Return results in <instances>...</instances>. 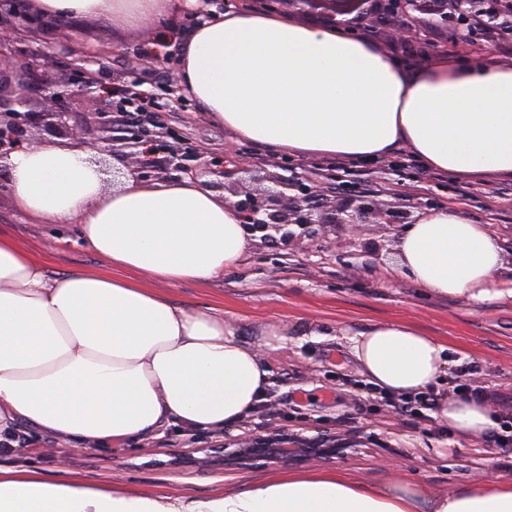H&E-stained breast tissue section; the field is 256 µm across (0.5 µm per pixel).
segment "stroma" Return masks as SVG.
Returning <instances> with one entry per match:
<instances>
[{"mask_svg":"<svg viewBox=\"0 0 512 512\" xmlns=\"http://www.w3.org/2000/svg\"><path fill=\"white\" fill-rule=\"evenodd\" d=\"M191 22L187 12L171 13L160 29L128 32L87 20L68 23V42L47 35L35 43L15 41L14 49L35 46L52 59L46 77L70 80L72 94L66 111L78 113L84 135L97 142L96 114L104 101L115 100L130 84L143 56L159 51L151 82L142 84L146 97H156L168 76L179 71V48ZM357 36L378 45L403 62L427 66L435 53L449 60L503 57L480 36L464 37L461 28L408 43H390L394 22L369 12L348 21ZM466 47H458L460 38ZM104 51L97 66L99 85L81 89V77L67 64V50ZM161 124L175 133L183 148L200 163L223 161L239 154L274 176L281 172L301 177L323 196V206L352 198L386 204L417 218L418 201L457 208L475 224H487L499 236L508 268L501 284L512 283V178L486 177L469 186L467 177L437 174L426 167L406 166V148L356 166L319 172L322 159L285 157L271 147L233 138L210 120L191 97L162 110ZM0 230L17 237L35 252L44 253L49 274L96 269L100 260L69 226L35 224L15 210L8 192H0ZM399 228L367 224H327L318 239L284 250L275 242L252 237L246 255L224 276L205 284L185 283L170 296L186 306L211 305L245 326L268 321L285 324L279 348L267 351L271 373L269 407L265 414L225 426L223 431L184 433L168 427L146 440H132L112 450L91 449L69 457L80 475L106 480L119 477L130 489L151 493L206 496L233 490L269 473L266 465L224 470L210 463L211 449L225 440L255 438L283 428L305 437L340 434L354 451L327 461L330 469L345 471L370 482L396 477L446 493L462 482L476 483L486 473L512 479V443L492 438L464 441L434 415L402 413L389 406L382 392L369 385L353 354V336L367 327L403 321L444 344L453 360L447 376L432 393L452 391L458 379L477 387L488 407L502 414L512 405V294L477 303L465 296L442 297L425 292L396 269Z\"/></svg>","mask_w":512,"mask_h":512,"instance_id":"obj_1","label":"stroma"}]
</instances>
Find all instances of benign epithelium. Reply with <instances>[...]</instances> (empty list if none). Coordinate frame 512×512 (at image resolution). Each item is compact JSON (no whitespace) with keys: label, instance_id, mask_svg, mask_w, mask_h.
<instances>
[{"label":"benign epithelium","instance_id":"obj_1","mask_svg":"<svg viewBox=\"0 0 512 512\" xmlns=\"http://www.w3.org/2000/svg\"><path fill=\"white\" fill-rule=\"evenodd\" d=\"M377 13L398 18L396 33L407 37L421 16H429L428 23L437 33L448 31V0H375ZM265 5L272 12H279L291 5L298 10L314 0H266ZM52 31L58 38H66V29L57 20H49L31 9L17 13L9 21L0 23V160L6 159L14 151L28 143V133L39 126L45 130L68 137L74 144L87 145L80 130L81 124L74 112L61 108L69 95V83L65 81L47 82L41 90L40 110H33L34 83L49 68V60L41 52H31L17 59L10 52V43L27 34ZM126 118L122 105L112 111L98 113L101 132L119 129ZM170 136L167 131L156 132L146 128L130 137L129 144L136 148L134 161L125 168H112V186L122 184V178L134 174L142 182L157 179L161 166L190 174L192 177L209 174L215 180L209 182L212 188L229 191L238 200L231 206L238 213L241 223L250 235L261 234L264 240H271L282 247H290L305 238L319 234L323 224H407L404 213L391 207L356 203L342 199L328 215L317 213L315 198L317 191L297 176H273L271 188L248 187L246 183H259L264 178L248 163H239L232 168L222 163H208L203 168L187 164L189 155L179 149H167L164 162H159L160 148L166 146L163 138ZM295 226L298 231L290 230ZM288 433L273 429L267 435L254 439H233L224 444L217 462L224 469H245L262 461L279 466H290L311 460H327L336 457V449L321 448L326 442L323 437L308 439V448H298L291 454L282 453L283 441Z\"/></svg>","mask_w":512,"mask_h":512}]
</instances>
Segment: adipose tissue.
Segmentation results:
<instances>
[{
  "label": "adipose tissue",
  "instance_id": "obj_1",
  "mask_svg": "<svg viewBox=\"0 0 512 512\" xmlns=\"http://www.w3.org/2000/svg\"><path fill=\"white\" fill-rule=\"evenodd\" d=\"M200 5L34 0L49 18L124 29ZM179 83L215 122L281 151L367 160L403 146L438 171L512 176V67L439 54L412 68L344 28L242 7L193 26ZM92 155L46 142L7 162L14 206L40 224L76 225L101 265L49 276L0 231V442L23 424L85 451L170 425L219 431L242 420L265 398L263 353L277 348L281 323L254 327L257 342L245 344L223 310L167 294L237 266L249 247L237 212L189 176L108 188ZM397 249L400 272L438 296L491 300L504 267L499 238L453 208L408 225ZM353 349L368 383L389 395L425 392L451 363L445 346L402 322L368 327ZM435 415L469 439L498 426L465 392L440 396ZM0 512H512V481L491 474L433 494L338 470L274 471L202 499L94 481L61 457L47 472L0 463Z\"/></svg>",
  "mask_w": 512,
  "mask_h": 512
}]
</instances>
